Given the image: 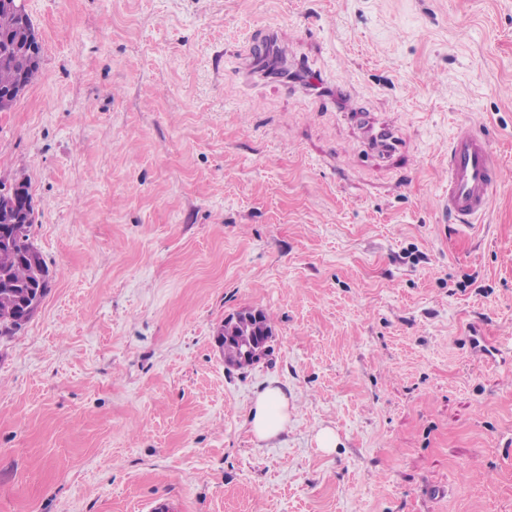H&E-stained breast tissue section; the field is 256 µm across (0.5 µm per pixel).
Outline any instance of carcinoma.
I'll return each mask as SVG.
<instances>
[{
	"mask_svg": "<svg viewBox=\"0 0 512 512\" xmlns=\"http://www.w3.org/2000/svg\"><path fill=\"white\" fill-rule=\"evenodd\" d=\"M32 21H21L4 4L0 3V91L8 90L17 84L30 86L38 77L40 53H32L27 45L25 30ZM34 211H28V222L12 249L0 250V274L8 275L9 285H0V337L12 336L20 331L36 313L31 296L37 290L47 295L48 284H40L33 274V267L49 274L47 263L31 239V228L35 224ZM256 336L254 328L241 323L221 326L217 331L216 342L231 365L238 368L250 366L243 359L244 348L241 342Z\"/></svg>",
	"mask_w": 512,
	"mask_h": 512,
	"instance_id": "obj_1",
	"label": "carcinoma"
}]
</instances>
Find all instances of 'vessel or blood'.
Returning a JSON list of instances; mask_svg holds the SVG:
<instances>
[{"mask_svg": "<svg viewBox=\"0 0 512 512\" xmlns=\"http://www.w3.org/2000/svg\"><path fill=\"white\" fill-rule=\"evenodd\" d=\"M274 41L275 33L268 27L250 34L241 54L249 72H257L259 60ZM501 179V161L492 141L468 121H460L448 144V190L439 199L442 212L454 218L459 229L472 228L488 213Z\"/></svg>", "mask_w": 512, "mask_h": 512, "instance_id": "1", "label": "vessel or blood"}]
</instances>
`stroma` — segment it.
<instances>
[{
  "mask_svg": "<svg viewBox=\"0 0 512 512\" xmlns=\"http://www.w3.org/2000/svg\"><path fill=\"white\" fill-rule=\"evenodd\" d=\"M0 112L49 292L0 339V512H512V0H28ZM393 125L237 73L256 26ZM503 162L445 223L460 118ZM272 353L225 365L226 318ZM295 409L247 423L259 389ZM335 430L336 450L315 436ZM290 402L288 392L269 385L260 390L248 414L250 431L260 441H270L288 431Z\"/></svg>",
  "mask_w": 512,
  "mask_h": 512,
  "instance_id": "1",
  "label": "stroma"
}]
</instances>
